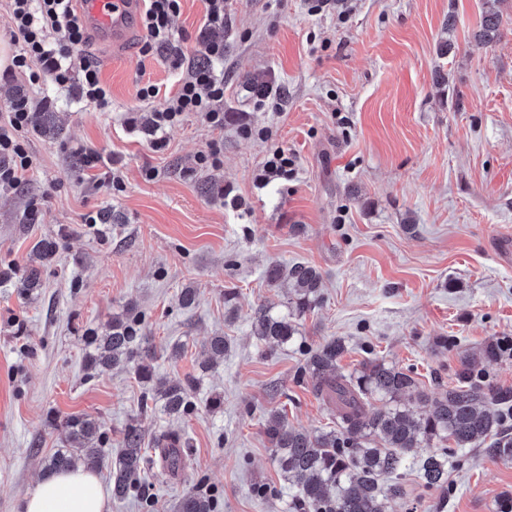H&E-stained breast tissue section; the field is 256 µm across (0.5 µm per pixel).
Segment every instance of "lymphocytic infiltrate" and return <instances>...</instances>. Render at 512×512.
Listing matches in <instances>:
<instances>
[{
	"instance_id": "lymphocytic-infiltrate-1",
	"label": "lymphocytic infiltrate",
	"mask_w": 512,
	"mask_h": 512,
	"mask_svg": "<svg viewBox=\"0 0 512 512\" xmlns=\"http://www.w3.org/2000/svg\"><path fill=\"white\" fill-rule=\"evenodd\" d=\"M12 19L10 40L16 51L5 67L6 76H26L29 83L51 80L59 87L75 89L80 100L99 109L112 106V96L103 83L100 69L85 55L88 32L73 0H8ZM226 0H204V22L198 43L203 63H189L184 52H177L172 65L187 68L174 91L161 93L145 83L138 90L140 100L154 103L149 130L152 145L162 149L167 134L179 125L185 114H196L213 129L224 126V77L216 73L214 62L224 58V7ZM181 11V0H144L140 26L144 40L142 56H150L173 46V21ZM44 100L31 92L14 94L0 114V193L17 191L32 169L34 160L22 134L44 111Z\"/></svg>"
}]
</instances>
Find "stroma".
I'll return each instance as SVG.
<instances>
[{
    "mask_svg": "<svg viewBox=\"0 0 512 512\" xmlns=\"http://www.w3.org/2000/svg\"><path fill=\"white\" fill-rule=\"evenodd\" d=\"M483 2L331 0L315 12L311 0H227L224 127L186 115L160 151L137 90H172L181 73L165 55L142 58L140 41L86 47L111 110L49 81L35 87L52 129L25 131L35 166L19 192L0 194V271L41 272L26 300L0 280V512H24L44 458L62 446L48 416L92 415L116 449L141 412L149 436L174 431L189 448L183 475L147 479L155 512H174L191 490L214 498L217 512H288L263 424L282 411L311 434L335 427V406L300 373L305 350L333 338L346 345V373L381 359L436 396L468 369L512 394V262L499 250L512 237V0H502L487 46L475 40ZM253 80L269 85L268 98L250 92ZM264 127L270 139L257 137ZM76 142L119 169L122 191L95 186L67 150ZM213 145L221 167L198 169ZM277 148L293 156L292 177L257 182ZM32 197L38 224L24 215ZM103 211L111 223H86ZM43 238L58 244L48 263L34 253ZM273 263L322 273L287 347L252 332L260 306L288 310L289 283L263 278ZM185 288L197 295L189 308L178 302ZM129 312L143 320L158 377H198L188 416L170 417L158 398L142 405L133 369L86 377L84 332ZM216 334L229 349L200 372ZM493 341L505 350L489 360ZM402 482L389 512H499L512 464L485 444L452 448L447 490L412 471ZM261 484L268 497L256 495Z\"/></svg>",
    "mask_w": 512,
    "mask_h": 512,
    "instance_id": "1",
    "label": "stroma"
}]
</instances>
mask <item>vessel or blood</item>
<instances>
[{
  "instance_id": "b4317fda",
  "label": "vessel or blood",
  "mask_w": 512,
  "mask_h": 512,
  "mask_svg": "<svg viewBox=\"0 0 512 512\" xmlns=\"http://www.w3.org/2000/svg\"><path fill=\"white\" fill-rule=\"evenodd\" d=\"M90 36L97 42L119 48L139 29L142 0H77Z\"/></svg>"
}]
</instances>
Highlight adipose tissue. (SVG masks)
Returning a JSON list of instances; mask_svg holds the SVG:
<instances>
[{"instance_id": "ef3b65f1", "label": "adipose tissue", "mask_w": 512, "mask_h": 512, "mask_svg": "<svg viewBox=\"0 0 512 512\" xmlns=\"http://www.w3.org/2000/svg\"><path fill=\"white\" fill-rule=\"evenodd\" d=\"M109 494L97 474L85 467L40 480L27 495L25 512H108Z\"/></svg>"}]
</instances>
